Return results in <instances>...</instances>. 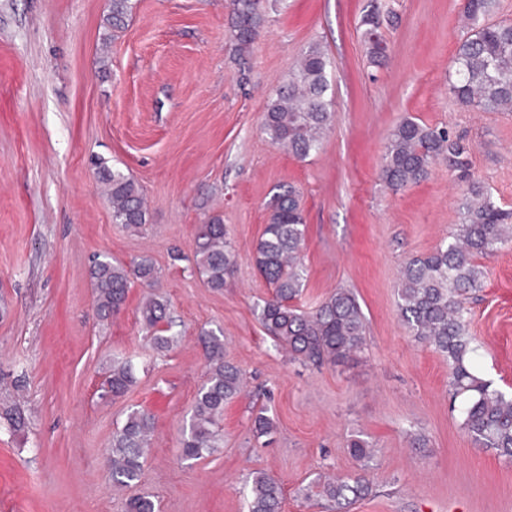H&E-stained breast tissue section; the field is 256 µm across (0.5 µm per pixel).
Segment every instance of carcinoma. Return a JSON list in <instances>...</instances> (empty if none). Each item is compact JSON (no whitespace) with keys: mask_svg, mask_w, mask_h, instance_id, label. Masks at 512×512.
Segmentation results:
<instances>
[{"mask_svg":"<svg viewBox=\"0 0 512 512\" xmlns=\"http://www.w3.org/2000/svg\"><path fill=\"white\" fill-rule=\"evenodd\" d=\"M236 49L248 51L264 23L261 0H231ZM496 0H465L463 16L468 32L457 47L450 76V91L457 102L476 112H512V22L492 21ZM131 0H112V30L125 28ZM363 41L372 61L385 55L378 32V5L370 3L363 18ZM332 60L319 46H311L284 84L270 97L261 130L272 145L305 159L320 150L334 120L331 82ZM471 144L447 128L430 126L415 117H404L390 131L385 145L381 178L398 193L425 178L430 168L445 163L464 184L458 202L460 224L427 255L407 259L400 277L397 310L413 336L432 345L448 359L452 399L459 402L462 426L474 444L490 448L512 461V396L492 387L483 378L477 348L468 335L465 296L482 287L486 271L480 259L498 246L512 242V209L502 205L490 190L473 177ZM97 178L107 188L112 221L139 230L147 223V210L137 184L123 170L101 161ZM269 217L255 245L253 263L272 293L257 304L258 320L265 333L303 364L334 365L361 352L367 342L366 318L353 291L338 288L311 311L299 300L307 286L303 262L307 224L300 194L293 187L273 195ZM195 267L211 289L224 288L236 269L235 254L226 239L224 221L212 216L196 237ZM155 267L147 258L121 263L103 254L90 267L98 315L119 314L126 305L132 280L152 285ZM140 313L144 329L158 350L169 348L175 337L167 318V304L149 293ZM206 379L198 389L180 441L182 455L196 460L217 451L222 444L220 422L224 405L243 388L239 367L224 359L222 331L204 330ZM132 363L114 360L106 385L112 397L123 396L134 384ZM0 418L15 432L24 430L26 418L18 405L7 406ZM253 434L261 438L274 430L273 421L259 408L252 419ZM153 429L145 410L127 412L121 428L112 435L106 464L112 483L127 486L140 480L142 458ZM352 455L361 471L348 476L320 475L305 488V497L327 504L333 512H350L352 505L372 491L367 470L372 460L368 442L354 438ZM249 512H282L281 483L266 472H254L248 481ZM148 496L129 499L125 512H156Z\"/></svg>","mask_w":512,"mask_h":512,"instance_id":"1","label":"carcinoma"}]
</instances>
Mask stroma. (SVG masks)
<instances>
[{"label": "stroma", "instance_id": "1", "mask_svg": "<svg viewBox=\"0 0 512 512\" xmlns=\"http://www.w3.org/2000/svg\"><path fill=\"white\" fill-rule=\"evenodd\" d=\"M372 0H263L264 26L245 56L230 0H132L125 29L112 0H0V403L19 400L24 431L0 420V512H124L151 497L159 512H247V481L283 485V512H326L305 499L316 475L360 470L351 439L374 450L373 492L351 512H512V463L474 446L452 410L448 361L397 311L400 270L458 222L462 187L445 164L402 192L379 177L387 136L404 116L472 143L471 169L512 206V113L467 112L448 72L465 34L463 0H373L387 43L370 62L361 19ZM334 62L336 121L299 160L260 129L271 90L310 46ZM140 188L148 222L112 221L94 159ZM302 196L308 230L305 307L351 289L365 350L303 365L265 335L255 312L271 290L253 266L280 189ZM221 214L236 271L219 290L194 266L196 236ZM100 254L148 258L175 343L145 337L133 282L124 310L99 318L88 269ZM467 306L480 371L512 391V243L483 258ZM224 333L244 391L224 407L223 446L181 455V428L204 380L201 328ZM131 360L135 383L102 396L107 365ZM267 407L275 433H252ZM137 408L154 418L142 480L113 488L105 456Z\"/></svg>", "mask_w": 512, "mask_h": 512}]
</instances>
